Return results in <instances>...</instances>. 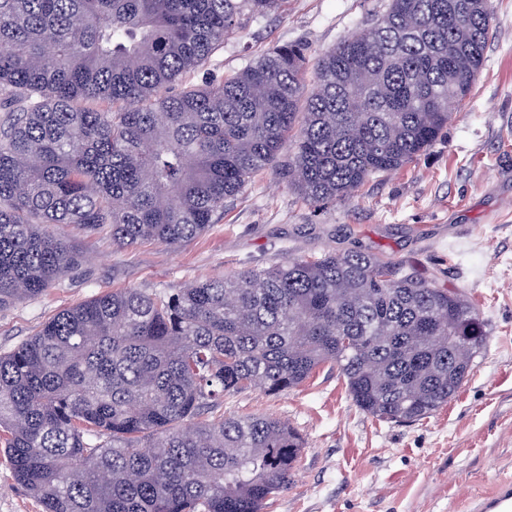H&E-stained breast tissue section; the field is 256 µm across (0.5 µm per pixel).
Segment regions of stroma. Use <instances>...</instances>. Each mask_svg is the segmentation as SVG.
Here are the masks:
<instances>
[{
	"instance_id": "35a3bbf8",
	"label": "stroma",
	"mask_w": 512,
	"mask_h": 512,
	"mask_svg": "<svg viewBox=\"0 0 512 512\" xmlns=\"http://www.w3.org/2000/svg\"><path fill=\"white\" fill-rule=\"evenodd\" d=\"M493 36L470 96L416 161L373 176L313 210L276 173H259L206 232L179 247H113L108 231L59 227L74 269L39 296L0 308V353L61 310L116 289L161 290L289 258L367 250L403 273L466 295L489 341L455 397L412 423L380 421L352 402L336 367L278 396H225L224 414L280 418L303 441L295 481L263 512H467L512 474V0H492ZM388 0H287L225 41L194 82L302 42L317 59L364 28Z\"/></svg>"
}]
</instances>
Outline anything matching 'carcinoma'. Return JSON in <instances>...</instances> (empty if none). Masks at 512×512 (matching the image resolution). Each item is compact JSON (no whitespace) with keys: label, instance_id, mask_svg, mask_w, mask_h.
I'll return each mask as SVG.
<instances>
[{"label":"carcinoma","instance_id":"carcinoma-1","mask_svg":"<svg viewBox=\"0 0 512 512\" xmlns=\"http://www.w3.org/2000/svg\"><path fill=\"white\" fill-rule=\"evenodd\" d=\"M287 0H0V308L70 269L42 225L178 247L276 166L314 207L414 161L466 100L491 0H389L307 78L283 44L222 79L224 41ZM459 292L368 251L291 258L59 312L0 355V447L42 512H261L302 441L273 417L206 411L336 366L356 407L414 422L487 344Z\"/></svg>","mask_w":512,"mask_h":512}]
</instances>
